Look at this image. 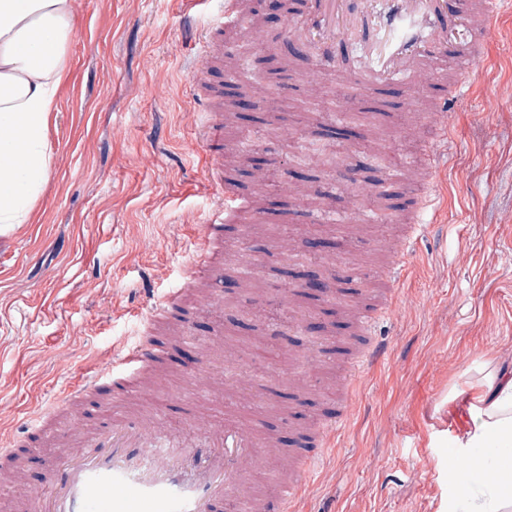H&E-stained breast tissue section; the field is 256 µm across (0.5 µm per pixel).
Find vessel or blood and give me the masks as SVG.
Listing matches in <instances>:
<instances>
[{
	"label": "vessel or blood",
	"mask_w": 512,
	"mask_h": 512,
	"mask_svg": "<svg viewBox=\"0 0 512 512\" xmlns=\"http://www.w3.org/2000/svg\"><path fill=\"white\" fill-rule=\"evenodd\" d=\"M504 6L505 0H463L458 10L448 0H365L361 13L355 15L347 0H309L303 22L286 17L284 30L291 33L300 26L312 36L318 66L301 77L310 87L318 70L335 68L337 46L354 48L355 59L336 86L337 97L344 101H376L395 78L415 74L428 91L421 124L444 134L450 105L463 97L464 86L448 83L437 53L447 47L460 11H467L473 38L459 51L457 65L469 73L476 71ZM218 62V57L203 54L194 77L201 90L200 103L213 112L205 144L212 181L222 188L224 205L200 225L192 264L181 288L166 296L157 312L161 318L185 313L194 285L222 274L224 227L249 208L234 173L224 165V116L212 109L217 93L207 76ZM387 248L392 261L385 276L396 282L406 273L405 252L397 241L388 242ZM384 353L381 343L370 342L364 355L351 364L350 382H357ZM167 356L162 340L142 337L114 353L91 388L68 390L58 411L77 409L92 395L109 393V400L99 405L98 426L89 432L56 435L42 479L20 496L0 500V512H223L229 498L241 512H288L310 478L311 460L300 463L295 480L279 483L271 498L260 502L241 490L243 476L260 459H279L280 451L274 443L261 442L258 429L234 419L216 425L200 418L189 439L169 429L160 415L126 409V401L144 391L146 377L155 374ZM50 430V416L26 418L21 435L0 447V466H11L31 437Z\"/></svg>",
	"instance_id": "obj_1"
}]
</instances>
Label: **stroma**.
I'll list each match as a JSON object with an SVG mask.
<instances>
[{
	"label": "stroma",
	"instance_id": "stroma-1",
	"mask_svg": "<svg viewBox=\"0 0 512 512\" xmlns=\"http://www.w3.org/2000/svg\"><path fill=\"white\" fill-rule=\"evenodd\" d=\"M216 0H76L77 28L50 126L52 163L33 220L0 236V438L16 433L69 385L95 376L114 345L159 336L168 360L137 402L191 433L198 415L259 420L282 452L308 455L309 427L351 398L348 425L325 439L292 512H445L453 493L448 440L468 421L457 395L496 357L512 362V14L484 46L448 123L450 164L406 250L407 273L373 334L384 360L345 394V360L364 338L358 309L388 286L383 240L393 237L407 179L426 146L416 115L344 111L341 72L306 88L315 52L282 21L244 11L213 25ZM208 28L224 58V164L252 201L224 241V277L202 283L217 306L193 310L207 347L208 399L191 403L178 322L148 318L179 287L198 228L219 190L199 140L208 114L192 81L188 25ZM356 163L371 191L363 212L332 191ZM331 210L340 222L323 223ZM348 240L310 253L313 240ZM351 280L335 301L282 272Z\"/></svg>",
	"mask_w": 512,
	"mask_h": 512
}]
</instances>
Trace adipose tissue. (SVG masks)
<instances>
[{"label": "adipose tissue", "mask_w": 512, "mask_h": 512, "mask_svg": "<svg viewBox=\"0 0 512 512\" xmlns=\"http://www.w3.org/2000/svg\"><path fill=\"white\" fill-rule=\"evenodd\" d=\"M74 20V0H0V233L29 222L46 183ZM464 404L448 512H512V368L489 359Z\"/></svg>", "instance_id": "obj_1"}]
</instances>
